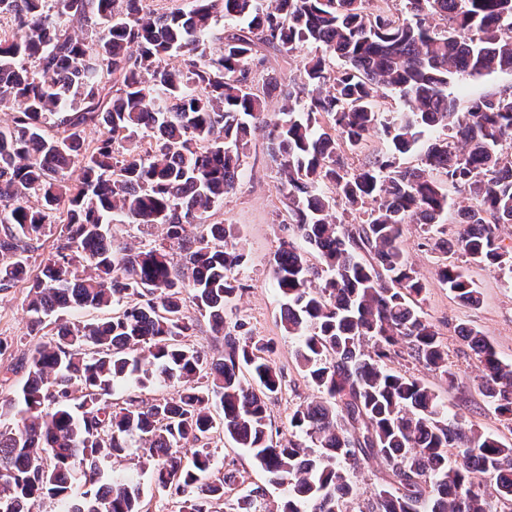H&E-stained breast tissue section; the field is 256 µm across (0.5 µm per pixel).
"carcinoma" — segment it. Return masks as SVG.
I'll return each mask as SVG.
<instances>
[{"instance_id": "carcinoma-1", "label": "carcinoma", "mask_w": 512, "mask_h": 512, "mask_svg": "<svg viewBox=\"0 0 512 512\" xmlns=\"http://www.w3.org/2000/svg\"><path fill=\"white\" fill-rule=\"evenodd\" d=\"M406 2L400 21L381 7L364 13L363 0H190L162 13L148 0H0V104L14 112L0 125V291L24 285L31 331L49 329L0 402V512L44 499L63 512H144L139 484L104 482L100 469L134 441L175 512H214L232 491L234 512H353L356 474L373 459L389 488L358 512L512 509V446L449 417L427 383L390 367L407 357L455 385L401 247L404 225L442 223L449 189H465L469 204L457 208V236L434 246L512 273V245L497 234L512 224V87L463 112L448 96L455 73L512 72V0ZM433 15L448 29L434 32ZM221 18L241 27L226 33ZM306 44L323 54L305 59L294 83L269 73L255 87L258 46ZM174 53L178 68L167 62ZM336 59L344 66L332 71ZM382 88L410 111L381 121ZM273 92L282 112L266 127L294 234L280 241L272 281L318 393L288 416L285 443L268 414L282 372L247 322L227 314L244 259L236 232L208 222ZM438 128L448 135L425 138ZM373 134L385 148L368 154ZM410 153L420 162L402 166ZM337 196L365 219L339 220ZM116 221L159 225L164 241L121 246ZM43 236L53 245L34 268ZM437 275L460 304L481 305L459 265ZM189 306L223 336L218 354L187 343L198 326ZM80 307L103 316L71 321ZM457 334L512 430V363L468 324ZM127 380L135 389L110 402ZM157 382L178 385V398L135 393ZM217 433L288 487L282 504L233 472L211 478Z\"/></svg>"}]
</instances>
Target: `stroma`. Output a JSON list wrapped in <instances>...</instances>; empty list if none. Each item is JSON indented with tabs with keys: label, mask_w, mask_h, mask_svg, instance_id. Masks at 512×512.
<instances>
[{
	"label": "stroma",
	"mask_w": 512,
	"mask_h": 512,
	"mask_svg": "<svg viewBox=\"0 0 512 512\" xmlns=\"http://www.w3.org/2000/svg\"><path fill=\"white\" fill-rule=\"evenodd\" d=\"M510 86V74L482 78L457 74L448 84V94L455 97L458 106L463 108L471 99ZM278 184L279 175L269 141L262 132H255L234 190L225 196L223 204L213 211L210 220L234 225L240 231L244 261L235 275L244 290L234 299L232 312L249 322L256 338L273 345L267 358L282 371L284 386L277 398L269 403L268 413L273 431L285 441L291 436L289 414L297 405L311 401L316 392L296 366L295 351L299 340L288 335L281 325V300L270 278V264L277 246L290 233L286 200L279 192ZM402 247L421 277L424 285L420 296L422 312L440 334L448 351V361L457 374V383L447 386L439 373L409 360L400 362V370L423 379L432 387L447 406L449 414L467 420L483 432L497 435L503 442L512 443V431L503 426L482 394L475 355L456 334L457 325L473 324L487 336L498 356L504 362L512 363V274L474 264L466 265V274L483 297L479 308L470 309L459 304L436 275L440 264L460 262V255L435 250L419 224L405 225ZM25 299L26 290L22 287L0 292V338L11 343L9 350L0 355V398L13 397L22 376L12 373L11 368L40 341L39 336L30 331ZM216 446L214 477L236 470L245 476L248 483L265 486L270 503H280L286 497V487L268 484L264 473L254 465L245 450L233 447L224 439L217 441ZM141 456V451L133 447L121 457L104 462V476H111L116 471L138 474L144 490V502L150 512H174L173 503L156 490L149 474L142 472Z\"/></svg>",
	"instance_id": "stroma-1"
}]
</instances>
